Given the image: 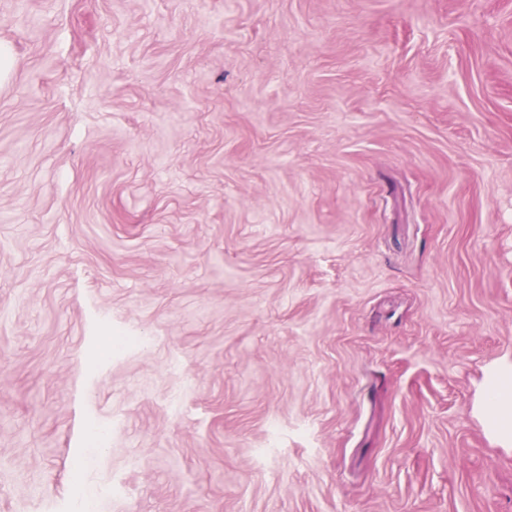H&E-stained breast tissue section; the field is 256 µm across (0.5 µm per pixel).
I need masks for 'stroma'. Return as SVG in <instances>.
<instances>
[{
    "label": "stroma",
    "instance_id": "1",
    "mask_svg": "<svg viewBox=\"0 0 512 512\" xmlns=\"http://www.w3.org/2000/svg\"><path fill=\"white\" fill-rule=\"evenodd\" d=\"M0 48V512H512V0H0ZM512 391L510 372L497 376L485 395L483 406L489 415H493L500 427L512 430L511 405L508 407V395ZM124 491V485L120 482L104 484L89 493L85 487L75 484L71 496L66 500L57 512H89L95 500L111 499Z\"/></svg>",
    "mask_w": 512,
    "mask_h": 512
}]
</instances>
